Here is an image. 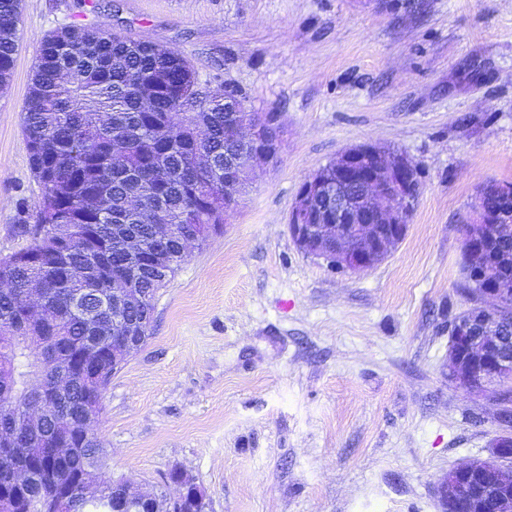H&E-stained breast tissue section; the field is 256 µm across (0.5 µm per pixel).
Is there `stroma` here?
<instances>
[{
  "label": "stroma",
  "instance_id": "1",
  "mask_svg": "<svg viewBox=\"0 0 512 512\" xmlns=\"http://www.w3.org/2000/svg\"><path fill=\"white\" fill-rule=\"evenodd\" d=\"M103 25L191 60L203 88L274 115L222 233L156 297L145 345L109 383L108 468L134 489L186 470L214 512H440L451 468L489 455L512 395L448 378V323L470 307L462 226L512 182V0H22L0 90V257L35 209L21 114L43 37ZM417 165L405 238L361 273L300 249L301 185L341 151Z\"/></svg>",
  "mask_w": 512,
  "mask_h": 512
}]
</instances>
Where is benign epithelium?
Instances as JSON below:
<instances>
[{
  "label": "benign epithelium",
  "mask_w": 512,
  "mask_h": 512,
  "mask_svg": "<svg viewBox=\"0 0 512 512\" xmlns=\"http://www.w3.org/2000/svg\"><path fill=\"white\" fill-rule=\"evenodd\" d=\"M232 88L207 91L210 97L224 98V111L231 117L248 112L246 101L230 97ZM280 147V130L269 114H253L245 146L247 161L238 167L236 192L224 197V212L239 204L251 178L252 163L263 158L274 160ZM418 190L417 165L402 153H391L371 145H359L340 152L327 166L320 167L300 187L293 206L288 231L304 251L325 260L336 271L359 273L376 264L400 243ZM512 198L509 184H491L477 197L473 221L463 232L464 252L471 259L470 280L482 283L476 304L468 309L469 318L450 327L449 375L456 385L476 396L512 386V355L504 350L507 337L496 336L497 351L486 348L488 335L496 331L495 321L512 306V291L501 286V279L488 249L490 232L483 227L488 205L486 197ZM146 337L129 334L112 337V363L125 361L138 351ZM99 337L85 341L81 353L83 369L74 368L65 355L52 356L54 378L51 386L35 389L36 407L16 410L11 423L17 427L50 415L52 408L80 383L97 375ZM499 432L489 457L448 471L441 487V512H459L460 501L475 493L486 512H509L512 507V412L498 415ZM177 483L178 493L151 494V512H212L209 496L187 473Z\"/></svg>",
  "instance_id": "benign-epithelium-1"
}]
</instances>
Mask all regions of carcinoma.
I'll return each instance as SVG.
<instances>
[{
    "mask_svg": "<svg viewBox=\"0 0 512 512\" xmlns=\"http://www.w3.org/2000/svg\"><path fill=\"white\" fill-rule=\"evenodd\" d=\"M21 0H0V87L7 84L18 42ZM22 126L29 161L41 187L35 213L22 218L26 247L0 259V330L13 326L25 296L38 283L44 320L26 335L38 340L0 358V392L18 406L34 407L32 383H48L44 350L95 335L85 315L100 300L82 288H112V276L148 291L157 278L175 277L187 240L204 243L211 224L224 223V159L249 136L229 130L224 102L200 97L196 68L178 51L130 39L99 25H69L46 35L31 75ZM177 224L181 236L155 239L159 222ZM502 262L512 268V224L498 225ZM144 246L137 261L125 240ZM86 266V279L65 275ZM98 381L78 387L42 425L19 432L31 456L34 479L28 508L67 487L66 512H113L115 480L97 422L75 408L102 410ZM67 434L78 451L63 463L44 452Z\"/></svg>",
    "mask_w": 512,
    "mask_h": 512,
    "instance_id": "obj_1",
    "label": "carcinoma"
}]
</instances>
